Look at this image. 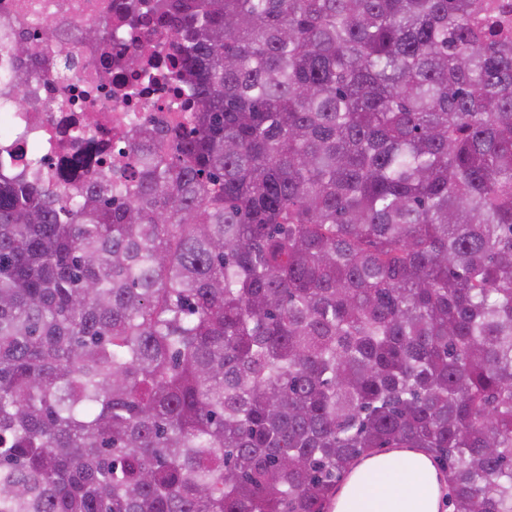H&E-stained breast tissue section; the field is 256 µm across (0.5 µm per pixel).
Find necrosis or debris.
Listing matches in <instances>:
<instances>
[{"mask_svg":"<svg viewBox=\"0 0 512 512\" xmlns=\"http://www.w3.org/2000/svg\"><path fill=\"white\" fill-rule=\"evenodd\" d=\"M120 0H0V174L21 169L31 161L54 184H83L82 160L106 168L120 159L126 140L143 125L174 127L184 120L185 96L169 82L164 56L173 41L150 19L120 33L122 48L90 41L85 30L112 23ZM54 18L58 37H38L44 17ZM152 38L161 53L144 61L155 71L149 84H135L120 64ZM18 39L34 43L32 56L16 59L8 50ZM74 59L71 69L60 67L62 56ZM30 93L20 99L18 78Z\"/></svg>","mask_w":512,"mask_h":512,"instance_id":"1","label":"necrosis or debris"}]
</instances>
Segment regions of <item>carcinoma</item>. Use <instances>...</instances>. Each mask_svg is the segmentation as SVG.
Returning <instances> with one entry per match:
<instances>
[{
  "label": "carcinoma",
  "mask_w": 512,
  "mask_h": 512,
  "mask_svg": "<svg viewBox=\"0 0 512 512\" xmlns=\"http://www.w3.org/2000/svg\"><path fill=\"white\" fill-rule=\"evenodd\" d=\"M159 2L189 128L82 195L0 175V512H328L386 448L512 512V38L483 0Z\"/></svg>",
  "instance_id": "carcinoma-1"
}]
</instances>
